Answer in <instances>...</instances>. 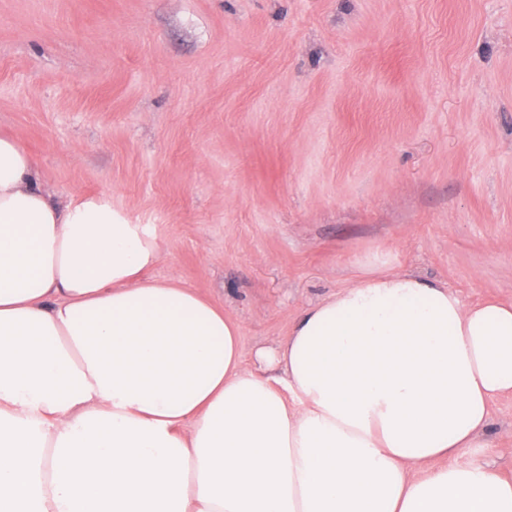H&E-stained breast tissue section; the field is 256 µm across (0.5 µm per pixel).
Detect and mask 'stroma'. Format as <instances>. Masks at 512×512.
<instances>
[{
  "instance_id": "35a3bbf8",
  "label": "stroma",
  "mask_w": 512,
  "mask_h": 512,
  "mask_svg": "<svg viewBox=\"0 0 512 512\" xmlns=\"http://www.w3.org/2000/svg\"><path fill=\"white\" fill-rule=\"evenodd\" d=\"M0 135L249 348L376 257L512 303V0H0ZM487 438L511 472V399Z\"/></svg>"
}]
</instances>
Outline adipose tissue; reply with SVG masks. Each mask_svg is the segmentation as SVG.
<instances>
[{"label":"adipose tissue","mask_w":512,"mask_h":512,"mask_svg":"<svg viewBox=\"0 0 512 512\" xmlns=\"http://www.w3.org/2000/svg\"><path fill=\"white\" fill-rule=\"evenodd\" d=\"M161 257L0 136V512H512L463 454L512 399V304L377 268L249 351Z\"/></svg>","instance_id":"1"}]
</instances>
